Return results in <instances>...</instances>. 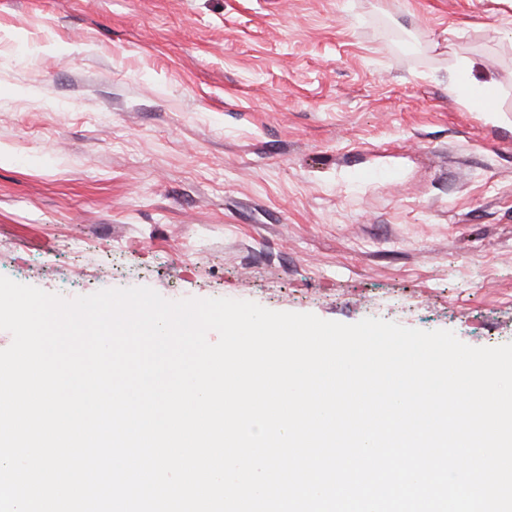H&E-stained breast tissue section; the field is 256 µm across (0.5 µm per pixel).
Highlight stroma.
Instances as JSON below:
<instances>
[{"instance_id":"35a3bbf8","label":"stroma","mask_w":512,"mask_h":512,"mask_svg":"<svg viewBox=\"0 0 512 512\" xmlns=\"http://www.w3.org/2000/svg\"><path fill=\"white\" fill-rule=\"evenodd\" d=\"M0 275L512 342V0H0ZM448 89L472 112H484L488 115L497 112L495 108L496 81L493 78L483 81L473 78L472 65L465 59L458 61L454 70L449 74ZM491 93L493 98L488 101L486 96Z\"/></svg>"}]
</instances>
